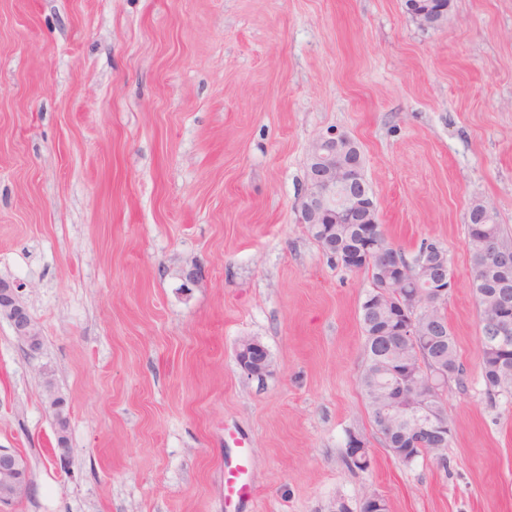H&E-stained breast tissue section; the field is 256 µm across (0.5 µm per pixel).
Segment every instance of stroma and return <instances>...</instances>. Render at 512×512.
<instances>
[{
    "label": "stroma",
    "instance_id": "35a3bbf8",
    "mask_svg": "<svg viewBox=\"0 0 512 512\" xmlns=\"http://www.w3.org/2000/svg\"><path fill=\"white\" fill-rule=\"evenodd\" d=\"M360 147L406 258L448 254L463 368L447 467L399 462L360 386L366 271L298 221L312 141ZM512 245V0H0V448L34 492L0 512H512V395L488 397L467 212ZM196 269L194 281L184 273ZM254 339L264 376L236 352ZM70 407L56 463L44 385ZM367 469L351 467L349 434ZM249 451L251 499L224 497ZM412 3L410 9L415 20L424 27L439 20L442 23L445 16L448 1L447 0H416ZM6 317L18 340L31 353L41 349V333L21 301L18 288L11 282L0 280V317Z\"/></svg>",
    "mask_w": 512,
    "mask_h": 512
}]
</instances>
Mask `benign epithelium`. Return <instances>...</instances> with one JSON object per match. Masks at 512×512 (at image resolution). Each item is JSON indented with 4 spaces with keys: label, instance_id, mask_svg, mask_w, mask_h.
<instances>
[{
    "label": "benign epithelium",
    "instance_id": "7a95c632",
    "mask_svg": "<svg viewBox=\"0 0 512 512\" xmlns=\"http://www.w3.org/2000/svg\"><path fill=\"white\" fill-rule=\"evenodd\" d=\"M448 0H417L410 9L418 24L426 27L443 20ZM493 207L484 201L475 202L470 210V223H485ZM299 223L307 226L309 233L324 234L325 225L355 224L356 239L353 253L346 256L343 265L356 270L369 265L388 275L392 287L400 288L405 281L425 283L426 290L408 292L392 297L385 289L379 290L374 302L394 308V319L399 326L388 329L386 335L405 341L419 340L434 344L438 337L447 336V330H432L422 324L424 315L448 298V257L440 250L423 249L411 263H402V254L386 238L378 220V209L374 194L365 185L364 158L357 143L348 135L328 129L312 143L306 169L305 191L298 206ZM490 255L495 262L496 279L492 294L497 305L485 319L482 339H491L505 346L512 340V249L495 245L494 240H485L484 249L474 257V265L483 267L484 257ZM6 317L18 340L31 353L41 349V333L21 301L18 288L11 282L0 280V317ZM430 367L426 371L424 387L413 390L410 379L404 376L396 364L387 366L395 377V384L386 392L383 406L381 430L389 441L396 442V454L413 459L412 450L426 452L443 446L448 441L450 427L439 415L435 401L447 380L455 374L451 364L427 356ZM267 350L256 343L244 346L242 367L251 376L265 369ZM46 399L55 421V460L64 463L74 452L69 444V408L65 399L51 385L45 387ZM347 455L366 460L368 448L364 440L349 436ZM32 483L28 471L23 469L19 456L0 449V503L22 499L30 494Z\"/></svg>",
    "mask_w": 512,
    "mask_h": 512
}]
</instances>
